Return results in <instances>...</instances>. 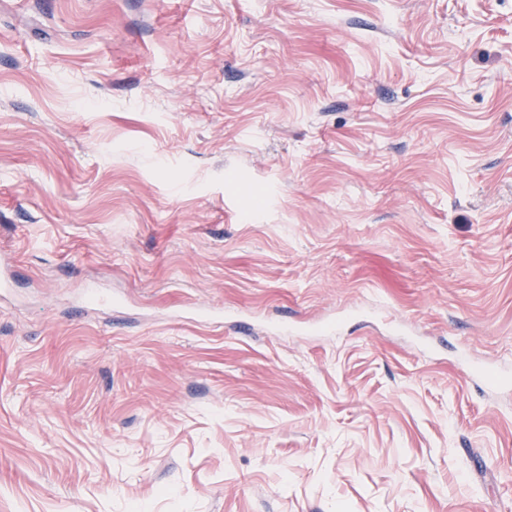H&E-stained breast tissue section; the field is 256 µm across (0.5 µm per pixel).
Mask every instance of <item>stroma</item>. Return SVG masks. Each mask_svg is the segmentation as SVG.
<instances>
[{"mask_svg": "<svg viewBox=\"0 0 512 512\" xmlns=\"http://www.w3.org/2000/svg\"><path fill=\"white\" fill-rule=\"evenodd\" d=\"M1 259L0 512H512V0H0Z\"/></svg>", "mask_w": 512, "mask_h": 512, "instance_id": "obj_1", "label": "stroma"}]
</instances>
